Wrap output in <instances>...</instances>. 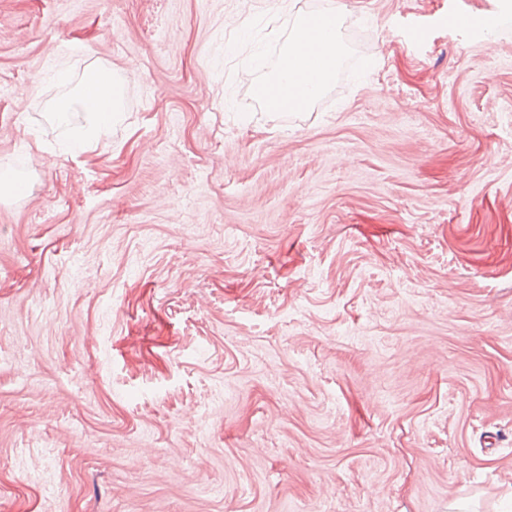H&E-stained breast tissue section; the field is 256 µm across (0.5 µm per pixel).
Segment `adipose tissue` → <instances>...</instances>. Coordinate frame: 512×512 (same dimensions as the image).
Here are the masks:
<instances>
[{"mask_svg":"<svg viewBox=\"0 0 512 512\" xmlns=\"http://www.w3.org/2000/svg\"><path fill=\"white\" fill-rule=\"evenodd\" d=\"M342 13L341 0H330L319 13L295 17L278 65L263 86L279 106L302 109L332 82L343 51L338 33ZM86 80L95 84V92L85 91L76 100L62 101L53 112L58 123L74 127L70 138L60 145L64 155L106 135L122 112V92L110 71L91 69Z\"/></svg>","mask_w":512,"mask_h":512,"instance_id":"obj_1","label":"adipose tissue"}]
</instances>
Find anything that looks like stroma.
<instances>
[{"mask_svg":"<svg viewBox=\"0 0 512 512\" xmlns=\"http://www.w3.org/2000/svg\"><path fill=\"white\" fill-rule=\"evenodd\" d=\"M326 2L0 0V512H512V0ZM342 13V3L331 0L319 13L295 17L278 66L263 81V91L272 95L279 106L300 110L332 82L343 51L338 33ZM312 67L317 70L316 79ZM257 97L266 112H283L259 88ZM86 83L96 85L94 95L84 89L75 101H62L52 112L60 124L71 125L76 116L82 119L70 138L60 144L62 155L82 149L106 135L122 112V92L110 71L91 69L87 73Z\"/></svg>","mask_w":512,"mask_h":512,"instance_id":"35a3bbf8","label":"stroma"}]
</instances>
